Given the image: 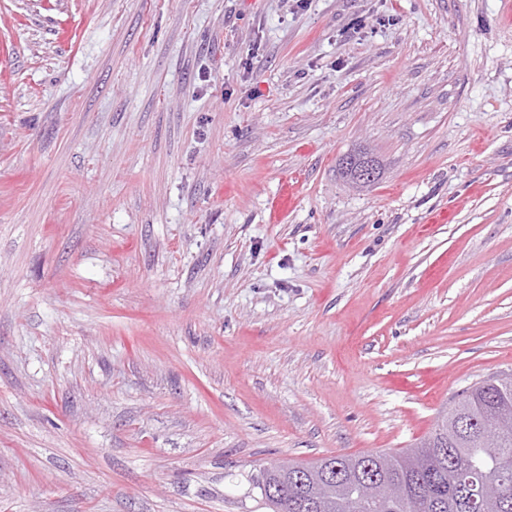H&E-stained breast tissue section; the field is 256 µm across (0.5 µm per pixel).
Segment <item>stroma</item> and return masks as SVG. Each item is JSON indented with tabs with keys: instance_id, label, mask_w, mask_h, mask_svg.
Listing matches in <instances>:
<instances>
[{
	"instance_id": "stroma-1",
	"label": "stroma",
	"mask_w": 512,
	"mask_h": 512,
	"mask_svg": "<svg viewBox=\"0 0 512 512\" xmlns=\"http://www.w3.org/2000/svg\"><path fill=\"white\" fill-rule=\"evenodd\" d=\"M510 369L512 0H0V512H265Z\"/></svg>"
}]
</instances>
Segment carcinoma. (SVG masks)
I'll return each instance as SVG.
<instances>
[{"mask_svg": "<svg viewBox=\"0 0 512 512\" xmlns=\"http://www.w3.org/2000/svg\"><path fill=\"white\" fill-rule=\"evenodd\" d=\"M467 428L449 433L450 411ZM443 410L431 431L397 452L368 451L264 467L254 477L271 512H472L471 496L487 483L497 495L479 512H512V371L475 383ZM399 480L403 497L359 500L362 463Z\"/></svg>", "mask_w": 512, "mask_h": 512, "instance_id": "1", "label": "carcinoma"}]
</instances>
